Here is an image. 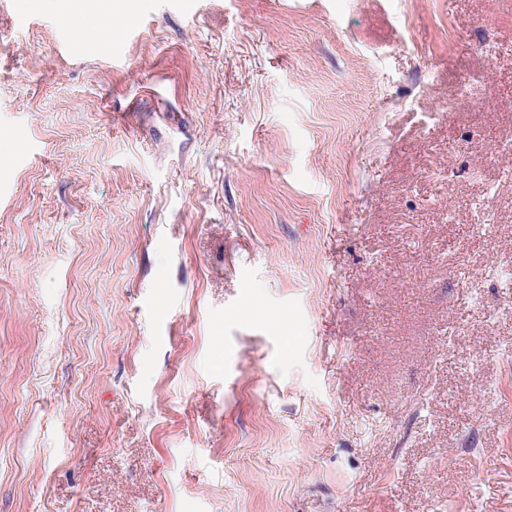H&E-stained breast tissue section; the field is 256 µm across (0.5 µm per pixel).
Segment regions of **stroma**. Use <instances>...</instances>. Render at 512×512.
Returning a JSON list of instances; mask_svg holds the SVG:
<instances>
[{
	"label": "stroma",
	"instance_id": "obj_1",
	"mask_svg": "<svg viewBox=\"0 0 512 512\" xmlns=\"http://www.w3.org/2000/svg\"><path fill=\"white\" fill-rule=\"evenodd\" d=\"M112 28L0 0V512H512V0Z\"/></svg>",
	"mask_w": 512,
	"mask_h": 512
}]
</instances>
